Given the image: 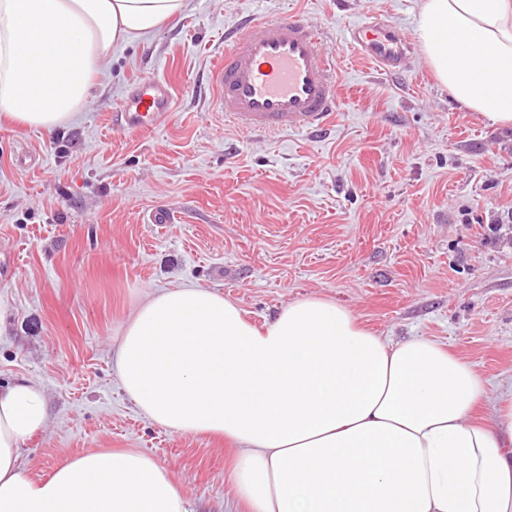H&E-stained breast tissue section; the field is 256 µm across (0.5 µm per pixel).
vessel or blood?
I'll list each match as a JSON object with an SVG mask.
<instances>
[{
  "instance_id": "1",
  "label": "vessel or blood",
  "mask_w": 512,
  "mask_h": 512,
  "mask_svg": "<svg viewBox=\"0 0 512 512\" xmlns=\"http://www.w3.org/2000/svg\"><path fill=\"white\" fill-rule=\"evenodd\" d=\"M344 43L388 73L403 69L412 47L393 27L363 20L347 25ZM327 33L298 16L250 20L224 37V60L212 71L217 105L225 119L247 131L314 133L339 110L336 56L325 50ZM173 86L159 77L142 79L120 101L115 120L140 132L171 111Z\"/></svg>"
}]
</instances>
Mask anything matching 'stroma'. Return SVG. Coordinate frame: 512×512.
<instances>
[{"label": "stroma", "instance_id": "stroma-1", "mask_svg": "<svg viewBox=\"0 0 512 512\" xmlns=\"http://www.w3.org/2000/svg\"><path fill=\"white\" fill-rule=\"evenodd\" d=\"M420 0H188L113 48L73 121L0 124V387L41 385L45 428L19 446L39 479L96 449L169 468L189 512H239L229 440L149 421L119 386L116 339L143 298L197 286L255 324L318 295L376 334L439 341L512 392V126L454 103L421 51L389 74L342 41L368 17L418 43ZM301 15L326 28L340 108L315 134L242 130L211 82L224 30ZM175 89L151 131L112 122L150 75ZM170 211L174 223L150 217ZM500 225L499 234L487 227Z\"/></svg>", "mask_w": 512, "mask_h": 512}]
</instances>
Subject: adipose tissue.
Segmentation results:
<instances>
[{"instance_id": "ef3b65f1", "label": "adipose tissue", "mask_w": 512, "mask_h": 512, "mask_svg": "<svg viewBox=\"0 0 512 512\" xmlns=\"http://www.w3.org/2000/svg\"><path fill=\"white\" fill-rule=\"evenodd\" d=\"M188 0H0V118L54 129L100 62L182 15ZM418 37L460 108L512 125V0H422ZM122 391L154 424L239 449L247 512H512V398L472 419L486 382L442 344L393 343L318 296L264 325L211 290L153 292L117 341ZM40 385L0 388V512H188L170 471L95 450L31 480Z\"/></svg>"}]
</instances>
